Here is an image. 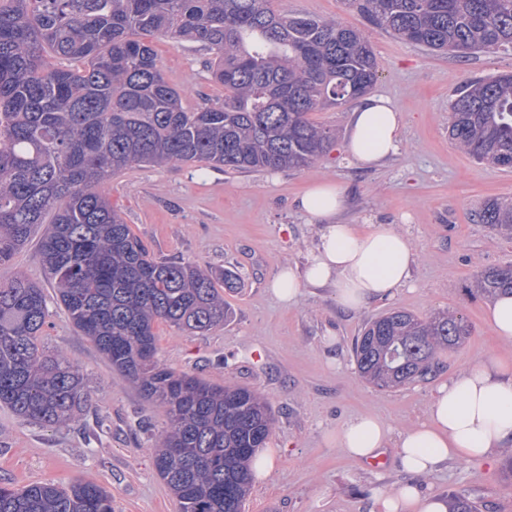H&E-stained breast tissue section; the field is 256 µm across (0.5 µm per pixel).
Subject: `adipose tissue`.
<instances>
[{"mask_svg":"<svg viewBox=\"0 0 512 512\" xmlns=\"http://www.w3.org/2000/svg\"><path fill=\"white\" fill-rule=\"evenodd\" d=\"M401 136V113L387 99L369 95L351 115L346 152L358 165L376 167L398 153ZM345 206L343 188L331 181L301 196L299 209L320 228L304 267L285 266L270 284L283 305L295 304L307 289L330 288L342 312L357 313L409 284L416 262L410 240L387 224L339 223ZM329 439L362 461L397 444L408 479L378 496L380 512H448L445 499L420 496L415 479L451 460H483L512 447V364L488 354L450 376L438 385L426 420L406 431L360 414Z\"/></svg>","mask_w":512,"mask_h":512,"instance_id":"1","label":"adipose tissue"}]
</instances>
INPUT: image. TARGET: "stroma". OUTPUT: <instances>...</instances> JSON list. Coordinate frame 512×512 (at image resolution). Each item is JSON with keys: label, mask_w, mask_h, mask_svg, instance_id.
<instances>
[{"label": "stroma", "mask_w": 512, "mask_h": 512, "mask_svg": "<svg viewBox=\"0 0 512 512\" xmlns=\"http://www.w3.org/2000/svg\"><path fill=\"white\" fill-rule=\"evenodd\" d=\"M273 5L291 14L333 18L369 35L379 66L373 92L404 116L399 152L376 168L348 160L341 144L354 109L348 102L312 113L314 122L335 128L339 143L304 170L134 166L114 176L106 192L155 258L191 260L238 277L236 287L224 293L231 310L224 325L187 334L160 323L155 333L162 364L267 398L275 416L267 442L274 467L265 480L253 481L245 512H374L377 496L407 479L396 446L364 462L326 436L359 414L407 429L426 419L436 384L380 391L362 381L352 355L362 327L394 308L420 317L457 311L467 318L471 334L446 356L440 379L469 369L490 352L512 360V342L496 338L486 322L487 299L466 290L476 267L512 265V242L472 220L485 199L512 197V170L476 163L448 138V103L460 83L512 72V49L436 54L367 23L345 0H274ZM152 45L185 107L223 102V86L207 78L206 51L157 38ZM323 181L345 189V222L390 224L410 239L416 253L411 287L350 314L338 310L329 288L309 289L292 306L275 300L269 282L283 266H304L317 239L318 224L296 200ZM39 241L32 236L0 275L19 270L43 288L51 311L44 345L78 366L89 406L85 424L60 429L20 421L0 408V486L82 479L111 492L113 512H179L154 466L152 445L166 423L163 408L113 371L57 305ZM333 351L343 368L329 367ZM505 460L501 451L489 461L451 462L418 477L417 484L425 493L469 497L481 512H512Z\"/></svg>", "instance_id": "obj_1"}]
</instances>
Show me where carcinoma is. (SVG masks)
<instances>
[{
    "mask_svg": "<svg viewBox=\"0 0 512 512\" xmlns=\"http://www.w3.org/2000/svg\"><path fill=\"white\" fill-rule=\"evenodd\" d=\"M369 23L432 52L512 48V0H347ZM145 35L210 54L224 102L188 109ZM378 80L364 31L282 13L272 0H0V267L46 224L40 252L56 299L112 369L166 412L154 464L180 512H244L249 461L266 446L269 404L244 387L178 373L156 359L154 326L189 333L227 320L223 282L193 261L152 257L104 188L133 165L205 162L232 171L300 170L326 154L331 127L309 114L368 94ZM448 137L478 163L512 168V74L469 79L450 101ZM475 220L512 241V198ZM474 287L512 293V266L476 267ZM50 311L21 274L0 281V406L22 421L78 422V368L42 342ZM471 334L462 315L394 309L353 347L380 390L426 383ZM449 512H479L462 495ZM0 512H112V493L76 480L0 486Z\"/></svg>",
    "mask_w": 512,
    "mask_h": 512,
    "instance_id": "cac0c4a2",
    "label": "carcinoma"
}]
</instances>
